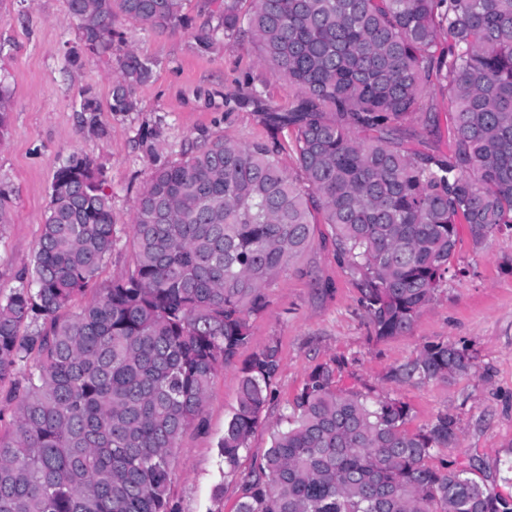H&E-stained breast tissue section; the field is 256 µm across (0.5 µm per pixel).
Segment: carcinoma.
<instances>
[{"instance_id": "cac0c4a2", "label": "carcinoma", "mask_w": 512, "mask_h": 512, "mask_svg": "<svg viewBox=\"0 0 512 512\" xmlns=\"http://www.w3.org/2000/svg\"><path fill=\"white\" fill-rule=\"evenodd\" d=\"M80 32L66 55L115 61L111 112H135L153 64L117 20L188 25L182 0H68ZM213 33L248 40L298 90L268 124L288 129L300 178L276 140L217 139L155 169L132 221L136 265L71 312L115 245L112 198L87 155L56 172L30 266L0 297V381L37 355L6 394L0 512H168L171 460L202 414L217 369L250 341L267 289L331 228L376 338L410 332L447 279L464 224L474 244L512 234V0H224ZM448 101V152L413 145L439 132L432 88ZM11 113L0 87V137ZM32 327L20 334L23 325ZM277 343L242 368L219 442L236 478L280 371ZM474 368L432 343L387 374L395 385ZM343 362L309 373L264 456L241 477L237 512H512L473 468L428 460L458 441L446 412L413 432L407 405L342 387Z\"/></svg>"}]
</instances>
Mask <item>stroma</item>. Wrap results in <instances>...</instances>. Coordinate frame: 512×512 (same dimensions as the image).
<instances>
[{"label":"stroma","instance_id":"stroma-1","mask_svg":"<svg viewBox=\"0 0 512 512\" xmlns=\"http://www.w3.org/2000/svg\"><path fill=\"white\" fill-rule=\"evenodd\" d=\"M219 2L183 0L192 20L185 30L119 21L125 42L154 67L151 80L135 91L138 111L112 112L114 63L91 56L76 67L65 62L67 45L79 40L67 0H0V85L12 102L9 129L0 137V185L12 198L11 221L0 225V295L29 265L54 175L72 154L89 155L99 167L112 196L117 236L95 288L74 297L76 309L133 268L135 200L155 167L217 138L240 144L275 138L283 146L280 167L296 173L288 131L274 129L265 110L242 99L253 86L262 91L267 110L284 112L296 98L295 88L260 63L248 41L219 35L210 51L195 49L197 34L215 26ZM87 89L102 106L93 118L80 110ZM330 235L329 225H316L310 248L269 288L270 304L252 319L248 345L217 369L199 423L182 433L172 457L170 512H237L238 485L224 476L218 444L237 403L244 362L273 341L281 355L274 398L248 441L242 470L266 453L272 430L285 426L289 405L310 371L343 359L345 385L409 406V430L425 428L438 412L452 415L458 444L436 452L431 465L475 463L481 475L492 476L496 491L512 498V236L496 235L478 247L461 236L453 264L462 275L443 283L411 332L379 339L355 280L336 260ZM439 341L466 349L474 371L450 381L387 383L392 367Z\"/></svg>","mask_w":512,"mask_h":512}]
</instances>
